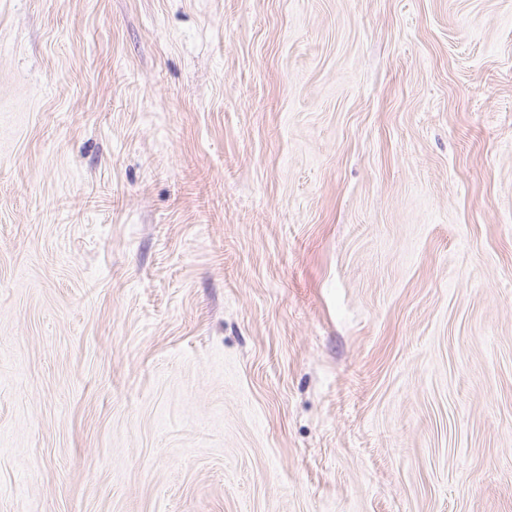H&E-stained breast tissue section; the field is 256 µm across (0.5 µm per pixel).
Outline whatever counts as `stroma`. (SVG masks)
<instances>
[{"mask_svg": "<svg viewBox=\"0 0 512 512\" xmlns=\"http://www.w3.org/2000/svg\"><path fill=\"white\" fill-rule=\"evenodd\" d=\"M0 512H512V0H0Z\"/></svg>", "mask_w": 512, "mask_h": 512, "instance_id": "35a3bbf8", "label": "stroma"}]
</instances>
